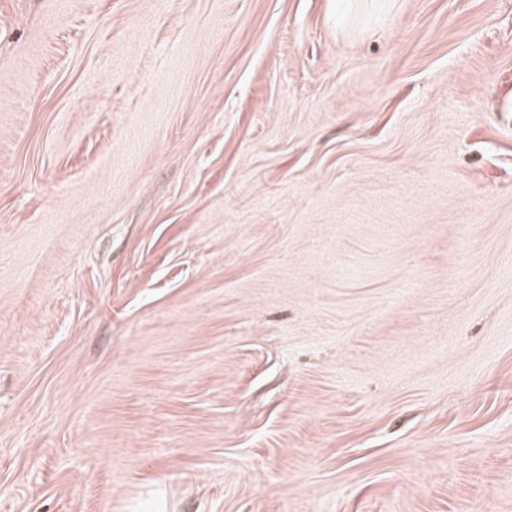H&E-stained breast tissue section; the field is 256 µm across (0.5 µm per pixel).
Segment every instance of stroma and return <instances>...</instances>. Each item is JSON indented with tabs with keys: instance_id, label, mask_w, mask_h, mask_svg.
<instances>
[{
	"instance_id": "1",
	"label": "stroma",
	"mask_w": 512,
	"mask_h": 512,
	"mask_svg": "<svg viewBox=\"0 0 512 512\" xmlns=\"http://www.w3.org/2000/svg\"><path fill=\"white\" fill-rule=\"evenodd\" d=\"M512 0H0V512H512Z\"/></svg>"
}]
</instances>
